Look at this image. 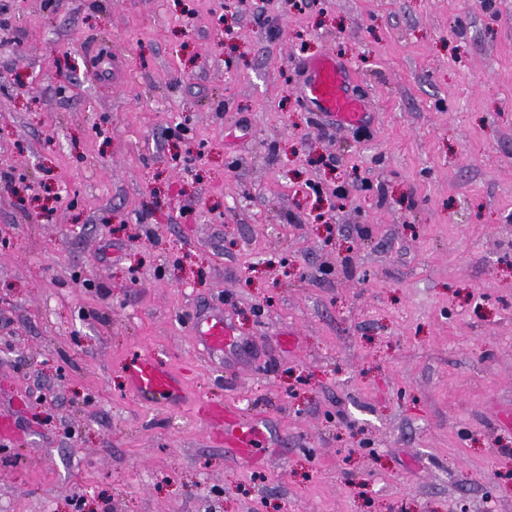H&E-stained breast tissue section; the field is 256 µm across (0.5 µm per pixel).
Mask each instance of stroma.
I'll list each match as a JSON object with an SVG mask.
<instances>
[{
    "instance_id": "1",
    "label": "stroma",
    "mask_w": 512,
    "mask_h": 512,
    "mask_svg": "<svg viewBox=\"0 0 512 512\" xmlns=\"http://www.w3.org/2000/svg\"><path fill=\"white\" fill-rule=\"evenodd\" d=\"M6 3L0 512H512V0ZM323 52L364 125L301 99ZM198 336L201 343L215 353L224 355V351L239 344L233 326L224 320V313L212 314L200 319ZM132 388L148 402H165L178 391L179 380L166 364L150 355L132 357L125 365ZM199 413L205 417L208 428L224 433V441L231 442L240 455L257 459V442L263 436L257 421L246 422L232 409H215L205 403L201 404Z\"/></svg>"
}]
</instances>
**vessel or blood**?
<instances>
[{
  "label": "vessel or blood",
  "instance_id": "vessel-or-blood-1",
  "mask_svg": "<svg viewBox=\"0 0 512 512\" xmlns=\"http://www.w3.org/2000/svg\"><path fill=\"white\" fill-rule=\"evenodd\" d=\"M307 79L300 87V94L321 112L342 125L363 122L368 115L366 104L354 97L350 90V73L334 56L322 55L305 64ZM198 334L201 343L216 353L237 347L239 340L233 326L223 314H212L200 319ZM132 388L139 398L149 402H165L176 394L179 381L166 364L149 355L132 357L125 365ZM200 414L208 428L223 434L240 455L252 459L263 436L258 422L245 421L231 409H215L201 405Z\"/></svg>",
  "mask_w": 512,
  "mask_h": 512
}]
</instances>
